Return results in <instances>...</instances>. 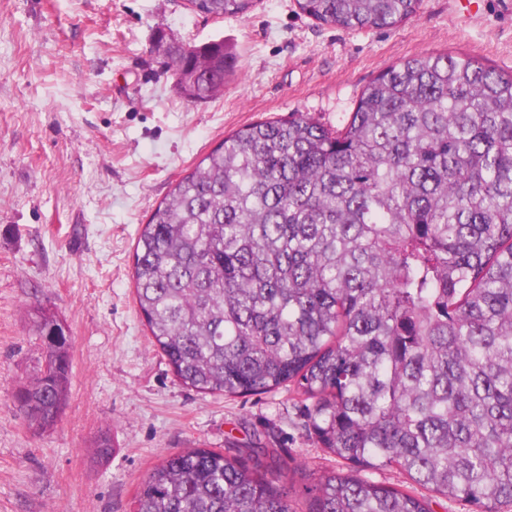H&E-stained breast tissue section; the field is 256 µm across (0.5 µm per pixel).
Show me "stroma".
Wrapping results in <instances>:
<instances>
[{"label":"stroma","instance_id":"stroma-1","mask_svg":"<svg viewBox=\"0 0 512 512\" xmlns=\"http://www.w3.org/2000/svg\"><path fill=\"white\" fill-rule=\"evenodd\" d=\"M223 40L235 74L191 102L168 45ZM464 54L512 72V0L466 16L423 0L393 29L321 24L295 0L214 19L186 0H0V512H131L147 473L186 448H272L293 504L335 467L289 391L224 397L182 385L134 292L143 224L226 135L307 114L342 127L391 65ZM71 342L64 414L30 427L14 393L42 367L32 308ZM108 434L112 452L95 455Z\"/></svg>","mask_w":512,"mask_h":512}]
</instances>
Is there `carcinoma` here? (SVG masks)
I'll return each mask as SVG.
<instances>
[{"instance_id":"obj_1","label":"carcinoma","mask_w":512,"mask_h":512,"mask_svg":"<svg viewBox=\"0 0 512 512\" xmlns=\"http://www.w3.org/2000/svg\"><path fill=\"white\" fill-rule=\"evenodd\" d=\"M344 30L391 29L422 0H296ZM210 17L255 0H191ZM183 96L233 75L224 43L168 50ZM138 311L176 378L200 393L287 387L345 469L303 512H432L361 473L394 465L435 496L512 507V73L451 54L404 60L334 130L312 118L224 137L142 225ZM48 371L15 399L39 430L68 394L70 340L36 309ZM288 463L187 448L141 483L134 512H297Z\"/></svg>"}]
</instances>
